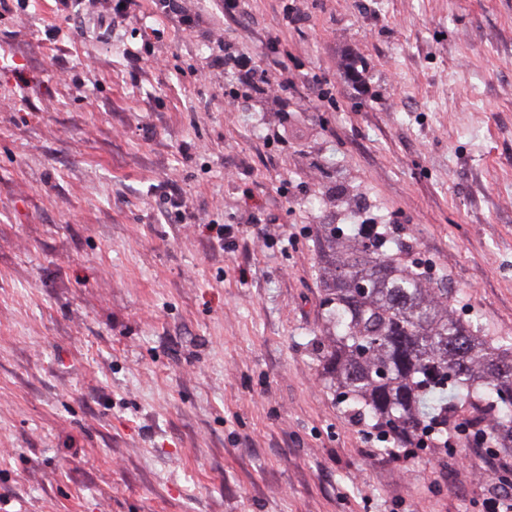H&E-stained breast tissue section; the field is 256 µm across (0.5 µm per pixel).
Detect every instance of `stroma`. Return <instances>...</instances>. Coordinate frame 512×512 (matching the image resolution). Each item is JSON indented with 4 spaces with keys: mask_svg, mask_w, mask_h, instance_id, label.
<instances>
[{
    "mask_svg": "<svg viewBox=\"0 0 512 512\" xmlns=\"http://www.w3.org/2000/svg\"><path fill=\"white\" fill-rule=\"evenodd\" d=\"M115 3L0 0V512H487L474 448L337 405L318 227L512 336V0ZM270 52L273 97L224 64Z\"/></svg>",
    "mask_w": 512,
    "mask_h": 512,
    "instance_id": "obj_1",
    "label": "stroma"
}]
</instances>
